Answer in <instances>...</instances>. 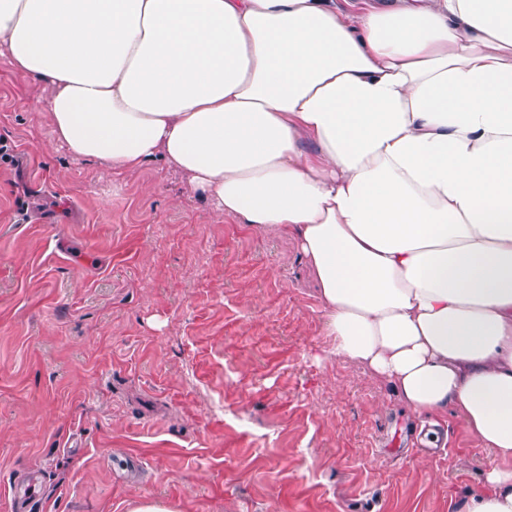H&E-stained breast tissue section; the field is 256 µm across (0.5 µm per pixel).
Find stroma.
I'll return each mask as SVG.
<instances>
[{
    "instance_id": "1",
    "label": "stroma",
    "mask_w": 512,
    "mask_h": 512,
    "mask_svg": "<svg viewBox=\"0 0 512 512\" xmlns=\"http://www.w3.org/2000/svg\"><path fill=\"white\" fill-rule=\"evenodd\" d=\"M0 47V512H457L488 452L440 447L365 367L326 354L294 240L175 172L101 173L56 141Z\"/></svg>"
}]
</instances>
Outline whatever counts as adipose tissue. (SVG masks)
Returning a JSON list of instances; mask_svg holds the SVG:
<instances>
[{"instance_id": "1", "label": "adipose tissue", "mask_w": 512, "mask_h": 512, "mask_svg": "<svg viewBox=\"0 0 512 512\" xmlns=\"http://www.w3.org/2000/svg\"><path fill=\"white\" fill-rule=\"evenodd\" d=\"M55 138L295 238L330 355L492 456L512 512V0H0Z\"/></svg>"}]
</instances>
